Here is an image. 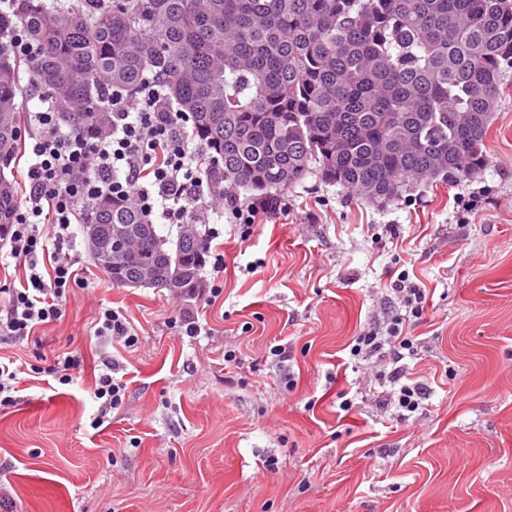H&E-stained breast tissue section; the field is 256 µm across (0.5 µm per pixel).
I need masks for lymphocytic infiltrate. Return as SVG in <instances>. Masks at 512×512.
<instances>
[{
    "instance_id": "1",
    "label": "lymphocytic infiltrate",
    "mask_w": 512,
    "mask_h": 512,
    "mask_svg": "<svg viewBox=\"0 0 512 512\" xmlns=\"http://www.w3.org/2000/svg\"><path fill=\"white\" fill-rule=\"evenodd\" d=\"M112 114V133L92 138L62 131L55 112L29 115L36 133L28 144L29 194L8 230L10 255L27 268L22 286L0 285V335L15 342L29 339L35 328L60 320L63 300L80 280L68 248L81 208L104 196H131L149 219L176 226L208 221L214 193L203 171L202 154L193 147L188 117L174 111L157 81L132 95L112 90L104 97ZM407 313L421 318L426 293L401 274L394 288ZM395 318L357 336L350 352L383 362L372 397L403 420L423 411L424 383L411 378L408 362L419 343ZM77 361L68 356L45 366L0 361V405L12 403L27 374L41 373L59 384L73 381Z\"/></svg>"
}]
</instances>
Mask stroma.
I'll return each mask as SVG.
<instances>
[{
  "instance_id": "35a3bbf8",
  "label": "stroma",
  "mask_w": 512,
  "mask_h": 512,
  "mask_svg": "<svg viewBox=\"0 0 512 512\" xmlns=\"http://www.w3.org/2000/svg\"><path fill=\"white\" fill-rule=\"evenodd\" d=\"M505 84L472 177L377 203L313 173L246 238L230 213L213 215L224 267L203 266L199 297L113 285L77 236L82 285L65 318L0 341V355L32 365L81 359L74 385L34 375L0 406V512H512ZM404 271L428 295L409 367L429 410L396 422L369 394L374 365L349 344L390 314ZM106 308L138 334L133 351L96 336ZM187 317L206 334L183 335ZM277 344L289 361L269 357ZM109 359L125 396L97 426L91 390Z\"/></svg>"
}]
</instances>
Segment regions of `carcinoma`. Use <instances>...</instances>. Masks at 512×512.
<instances>
[{"mask_svg":"<svg viewBox=\"0 0 512 512\" xmlns=\"http://www.w3.org/2000/svg\"><path fill=\"white\" fill-rule=\"evenodd\" d=\"M40 47L20 63L3 36ZM70 131H112L105 89L162 80L189 115L216 198L274 202L317 172L352 197L399 198L485 164L491 103L512 70V0H11L0 8V236L20 193V67ZM89 252L109 224L137 236L103 267L119 287L198 295L208 243L175 249L130 197L82 217Z\"/></svg>","mask_w":512,"mask_h":512,"instance_id":"obj_1","label":"carcinoma"}]
</instances>
